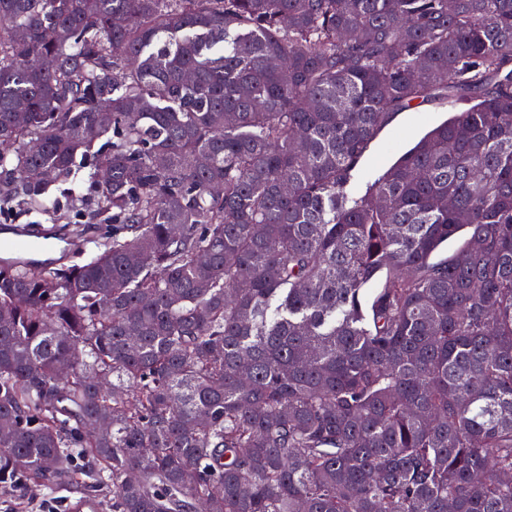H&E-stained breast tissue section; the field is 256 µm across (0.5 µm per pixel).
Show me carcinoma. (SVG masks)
<instances>
[{
  "instance_id": "cac0c4a2",
  "label": "carcinoma",
  "mask_w": 512,
  "mask_h": 512,
  "mask_svg": "<svg viewBox=\"0 0 512 512\" xmlns=\"http://www.w3.org/2000/svg\"><path fill=\"white\" fill-rule=\"evenodd\" d=\"M77 206L0 263L1 486L512 512V0H0V210ZM461 107L436 100L393 115L362 157L353 180V190L363 193L368 182L377 178L425 133Z\"/></svg>"
}]
</instances>
